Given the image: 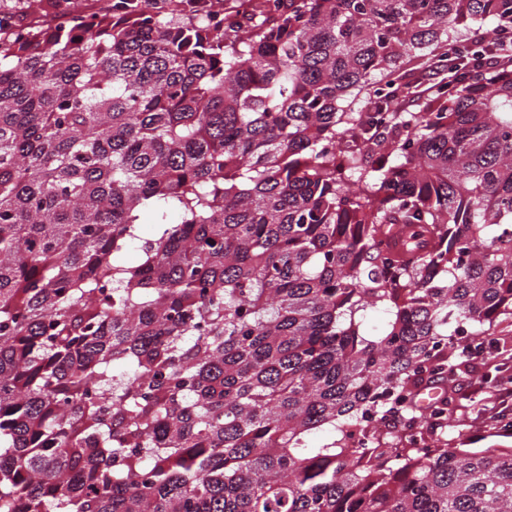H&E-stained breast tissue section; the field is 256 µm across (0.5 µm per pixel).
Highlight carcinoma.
I'll return each mask as SVG.
<instances>
[{"label":"carcinoma","instance_id":"1","mask_svg":"<svg viewBox=\"0 0 512 512\" xmlns=\"http://www.w3.org/2000/svg\"><path fill=\"white\" fill-rule=\"evenodd\" d=\"M207 2L0 20V512H512V0ZM447 74L444 71L440 70H431L427 75L423 78L417 76H410L408 79L415 81L416 87V97L415 101H405L403 104L407 106L405 112H412L417 108L418 99H421L428 95V88L433 84L437 83L441 80V78L446 77ZM502 346L501 340L495 358L490 363L479 361L472 372L463 374L460 378L456 389H460L461 398L448 421V430L437 431L438 437L448 443V447L487 448L494 444L512 445V435H503L488 419L490 412L501 411L512 417V383L503 384L512 378V342L509 341L505 348ZM496 367L499 371L495 370ZM483 376L491 381L485 383L482 381ZM505 388L509 389L505 394L511 397L502 398ZM477 408H482V412L478 413Z\"/></svg>","mask_w":512,"mask_h":512}]
</instances>
